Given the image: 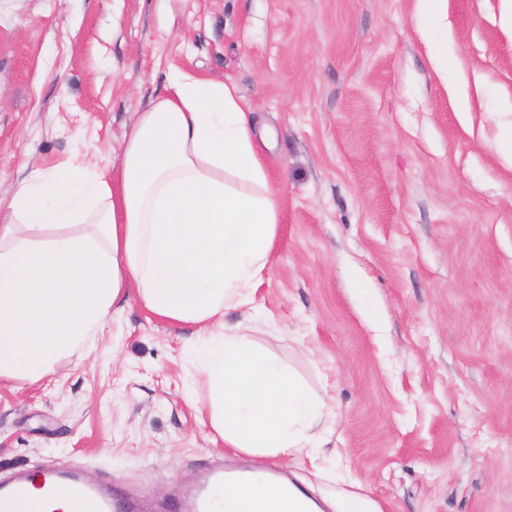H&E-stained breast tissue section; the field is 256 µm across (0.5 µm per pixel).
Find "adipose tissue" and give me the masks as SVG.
<instances>
[{"mask_svg":"<svg viewBox=\"0 0 512 512\" xmlns=\"http://www.w3.org/2000/svg\"><path fill=\"white\" fill-rule=\"evenodd\" d=\"M255 135L235 87L181 72L138 114L117 172L39 169L11 187L0 211V381L55 374L134 295L201 328L186 354L208 379L209 423L225 447L314 459L327 403L224 327L225 310L255 303L281 207ZM232 501L292 512L277 492L238 485L212 512Z\"/></svg>","mask_w":512,"mask_h":512,"instance_id":"ef3b65f1","label":"adipose tissue"}]
</instances>
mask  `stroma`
Instances as JSON below:
<instances>
[{"mask_svg": "<svg viewBox=\"0 0 512 512\" xmlns=\"http://www.w3.org/2000/svg\"><path fill=\"white\" fill-rule=\"evenodd\" d=\"M446 6L438 74L412 0H0L2 189L119 168L176 72L236 87L283 208L261 316L224 323L331 408L315 465L225 447L197 325L132 298L60 373L0 382L1 480L47 464L179 512L203 467L257 466L373 512H512V24L503 0Z\"/></svg>", "mask_w": 512, "mask_h": 512, "instance_id": "1", "label": "stroma"}]
</instances>
